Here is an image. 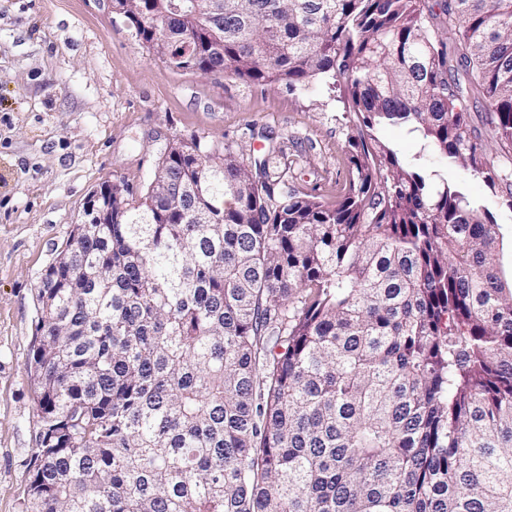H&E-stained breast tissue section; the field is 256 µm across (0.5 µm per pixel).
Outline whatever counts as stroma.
Returning <instances> with one entry per match:
<instances>
[{
	"mask_svg": "<svg viewBox=\"0 0 512 512\" xmlns=\"http://www.w3.org/2000/svg\"><path fill=\"white\" fill-rule=\"evenodd\" d=\"M339 91L177 72L108 0H0V512H23L38 416L36 288L90 195L140 193L169 144L274 140L294 185L328 202L349 179Z\"/></svg>",
	"mask_w": 512,
	"mask_h": 512,
	"instance_id": "obj_1",
	"label": "stroma"
}]
</instances>
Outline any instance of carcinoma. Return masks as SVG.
<instances>
[{"label":"carcinoma","mask_w":512,"mask_h":512,"mask_svg":"<svg viewBox=\"0 0 512 512\" xmlns=\"http://www.w3.org/2000/svg\"><path fill=\"white\" fill-rule=\"evenodd\" d=\"M166 10L127 19L173 70L342 86L349 183L324 202L228 136L171 148L139 196L113 182L112 223L40 277L26 512H512V274L440 172L512 209V0ZM468 112L471 113L472 121L474 126L477 128L478 132L481 135V138L484 140L486 144L492 149V153L495 155L496 153V142L493 138V134L490 131V126L487 125L486 121V112L484 108V103L482 100H474L473 98H468L467 102ZM381 137L395 144L408 159H412L420 151V141L405 127L387 126L381 131Z\"/></svg>","instance_id":"1"}]
</instances>
